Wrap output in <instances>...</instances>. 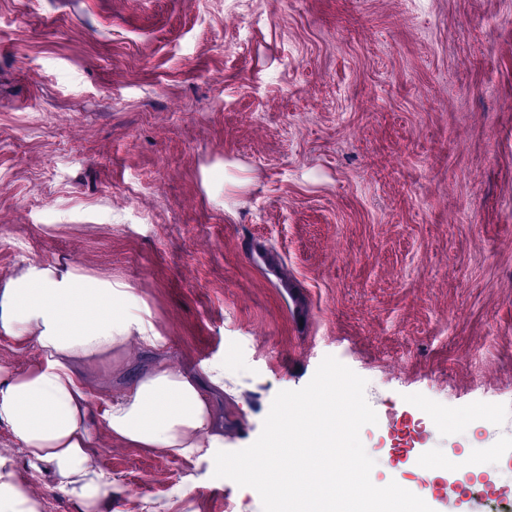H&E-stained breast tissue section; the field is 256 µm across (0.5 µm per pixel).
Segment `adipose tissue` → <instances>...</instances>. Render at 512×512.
Masks as SVG:
<instances>
[{
	"instance_id": "adipose-tissue-1",
	"label": "adipose tissue",
	"mask_w": 512,
	"mask_h": 512,
	"mask_svg": "<svg viewBox=\"0 0 512 512\" xmlns=\"http://www.w3.org/2000/svg\"><path fill=\"white\" fill-rule=\"evenodd\" d=\"M127 293L49 267L32 266L0 289V332L35 342L41 363L16 373L0 365V423L26 455L41 464L81 505L102 512L114 483L94 450L100 436L121 444L201 458L224 444L203 384L220 389L224 371L203 367V380L161 366L95 414L78 366L113 350L157 345L144 319L116 315ZM0 512H41V502L17 481L12 459L0 454Z\"/></svg>"
}]
</instances>
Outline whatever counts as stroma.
<instances>
[{
  "label": "stroma",
  "mask_w": 512,
  "mask_h": 512,
  "mask_svg": "<svg viewBox=\"0 0 512 512\" xmlns=\"http://www.w3.org/2000/svg\"><path fill=\"white\" fill-rule=\"evenodd\" d=\"M32 265L126 289L160 338L80 364L94 410L220 366L236 451L331 355L367 381L373 484L423 453L455 476L429 512H512V0H0V286ZM96 453L107 512H262L213 459Z\"/></svg>",
  "instance_id": "1"
}]
</instances>
